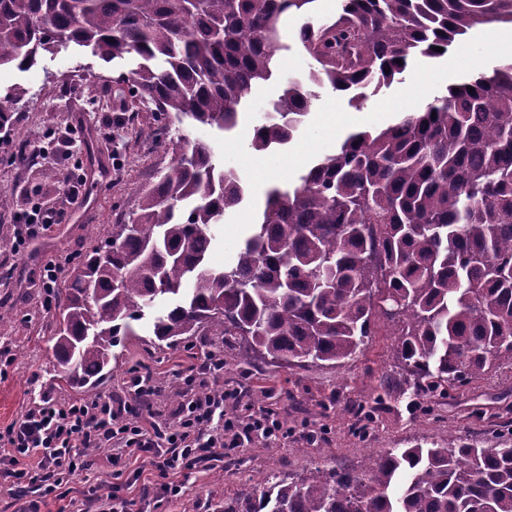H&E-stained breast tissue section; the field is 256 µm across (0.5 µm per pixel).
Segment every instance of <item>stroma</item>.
Wrapping results in <instances>:
<instances>
[{
	"instance_id": "1",
	"label": "stroma",
	"mask_w": 512,
	"mask_h": 512,
	"mask_svg": "<svg viewBox=\"0 0 512 512\" xmlns=\"http://www.w3.org/2000/svg\"><path fill=\"white\" fill-rule=\"evenodd\" d=\"M300 19L285 20L286 48L275 77L258 85L243 107L237 126L227 132L192 127L189 139L209 146L221 167L236 172L247 189L243 202L216 227L211 266L232 261L256 223L267 190L287 183L316 159L335 152L355 130L383 129L406 112L446 94L448 87L492 72L504 53L501 24H479L436 59L412 61L401 81L371 93L363 107L327 88L317 91L309 114L288 144L258 151L250 146L253 128L288 79L306 77L310 60L298 42ZM137 61L129 57L104 62L74 45L42 53L21 71L0 67V95L13 93V125L0 139V192L11 204L0 209V228L11 230L17 213L35 208L63 210L56 231L18 253H1L0 265L15 267L0 280V311L16 321L0 330V351L14 363L0 376V424L16 420L40 395L68 399L70 389L54 387L55 358L51 329L54 312L41 306L40 268L58 255H85L124 223L138 191L153 185L174 159L158 136L136 135L134 125L152 123L135 98L115 99L116 81L129 77ZM76 129L78 147L67 151V129ZM38 162L24 158L30 146ZM103 164L105 174L87 180L76 203H65L59 187L72 170ZM137 333L114 347L112 377L96 395L126 394L128 371L141 366L163 373L165 383L154 399L161 420H171L183 393V373L200 366L204 345L188 349L150 345L152 326L142 320ZM392 328L382 322L357 355L338 368L283 369L263 364L244 369L226 360L219 381L228 394L224 410L244 419L264 413L283 424L287 438H255L237 453L207 458L190 471L174 475L183 483L181 497L156 500L155 472L144 460L129 458L118 479L126 512H217L225 497L253 492L262 473L300 474L325 463L359 468L367 455L422 442H467L491 446L512 437V376L490 374L445 395L416 396L405 381Z\"/></svg>"
}]
</instances>
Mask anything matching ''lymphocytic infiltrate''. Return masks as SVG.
Returning a JSON list of instances; mask_svg holds the SVG:
<instances>
[{"label": "lymphocytic infiltrate", "mask_w": 512, "mask_h": 512, "mask_svg": "<svg viewBox=\"0 0 512 512\" xmlns=\"http://www.w3.org/2000/svg\"><path fill=\"white\" fill-rule=\"evenodd\" d=\"M63 210L30 215L14 225L1 246L18 251L20 245L45 237L63 217ZM139 404L101 396L87 399L41 397L21 416L0 426V483L33 488L39 497L62 496L63 483L81 472L114 471L129 457H146L162 479L160 499L178 496L172 475L192 469L206 457L238 451L258 436L282 434L281 424L259 415L239 421L224 412L226 394L198 381L187 390L174 417L159 422L146 396L156 388L140 380Z\"/></svg>", "instance_id": "f902f5d3"}]
</instances>
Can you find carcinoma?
<instances>
[{
    "mask_svg": "<svg viewBox=\"0 0 512 512\" xmlns=\"http://www.w3.org/2000/svg\"><path fill=\"white\" fill-rule=\"evenodd\" d=\"M315 0H0V67L57 46L104 62L137 58L132 94L179 158L141 191L128 221L56 289L54 384L82 392L112 373V347L157 299L152 341L199 337L236 364L290 369L353 357L377 318L396 328L417 396L512 369V60L380 131L350 133L298 183L269 193L234 261L207 263L214 226L243 201L239 175L170 119L228 130L277 69L284 14ZM512 24V0H340L304 22L312 60L253 128L292 140L315 88L362 105L416 56L436 58L479 23ZM474 88L469 92L467 87ZM221 512H512V443L391 448L359 471L322 464L260 478Z\"/></svg>",
    "mask_w": 512,
    "mask_h": 512,
    "instance_id": "carcinoma-1",
    "label": "carcinoma"
}]
</instances>
